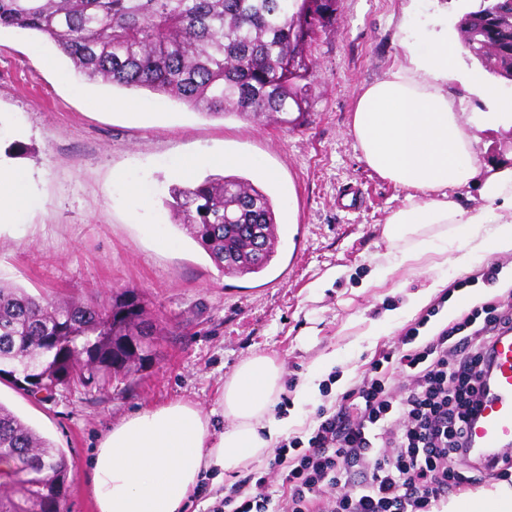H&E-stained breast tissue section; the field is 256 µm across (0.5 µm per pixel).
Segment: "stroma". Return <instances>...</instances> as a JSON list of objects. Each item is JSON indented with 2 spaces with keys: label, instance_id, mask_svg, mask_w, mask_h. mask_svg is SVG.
<instances>
[{
  "label": "stroma",
  "instance_id": "35a3bbf8",
  "mask_svg": "<svg viewBox=\"0 0 512 512\" xmlns=\"http://www.w3.org/2000/svg\"><path fill=\"white\" fill-rule=\"evenodd\" d=\"M480 0H416L402 26L405 0H339L336 21L311 47L313 93L296 125L234 114L208 117L146 89L86 81L46 38L0 31V164L28 171L33 205L0 227V282L34 296L98 303L130 288L163 332L136 375L61 387L37 400L0 381V403L29 423L68 459L72 482L63 512H95L87 490L90 459L101 435L135 411L185 401L211 413L215 431L227 421L215 407L225 380L246 358L266 354L284 370L280 415L298 413L295 436L308 437L317 411H337L370 361L394 348L409 327L385 316L433 279L449 285L448 301L421 328L427 341L470 308L494 302L512 313V254H492L467 271L429 255L384 283H371L372 258L385 252L386 217L406 193L365 163L351 131L362 88L382 80L401 57L404 33L425 39L429 18H448L457 35L461 16ZM143 114L131 123L122 107ZM479 162L512 154V123L480 131ZM241 154L269 170L239 166L274 204L276 256L261 273L222 274L208 255L173 224L164 201L174 171L192 154ZM360 205L337 204L349 186ZM141 199L131 204L130 192ZM175 240L172 249L159 238ZM497 268L495 283L459 287L465 276ZM337 358L319 394L298 405L296 391L323 354ZM267 457L217 476L203 472L186 512H208L237 477L263 472Z\"/></svg>",
  "mask_w": 512,
  "mask_h": 512
}]
</instances>
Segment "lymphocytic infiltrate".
<instances>
[{
	"mask_svg": "<svg viewBox=\"0 0 512 512\" xmlns=\"http://www.w3.org/2000/svg\"><path fill=\"white\" fill-rule=\"evenodd\" d=\"M507 333L512 315L489 303L422 344L418 326L409 327L401 350L381 352L338 412L319 410L308 439L281 441L268 475L247 474L208 512H313L327 488L339 492L330 512H433L483 475H512L511 454L472 459L466 435L489 389L495 342Z\"/></svg>",
	"mask_w": 512,
	"mask_h": 512,
	"instance_id": "obj_1",
	"label": "lymphocytic infiltrate"
}]
</instances>
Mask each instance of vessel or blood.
Segmentation results:
<instances>
[{"mask_svg": "<svg viewBox=\"0 0 512 512\" xmlns=\"http://www.w3.org/2000/svg\"><path fill=\"white\" fill-rule=\"evenodd\" d=\"M494 359L495 379L469 429L472 446L483 452L512 445V336L496 341Z\"/></svg>", "mask_w": 512, "mask_h": 512, "instance_id": "1", "label": "vessel or blood"}]
</instances>
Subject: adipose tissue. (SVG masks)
Segmentation results:
<instances>
[{
  "label": "adipose tissue",
  "instance_id": "1",
  "mask_svg": "<svg viewBox=\"0 0 512 512\" xmlns=\"http://www.w3.org/2000/svg\"><path fill=\"white\" fill-rule=\"evenodd\" d=\"M403 63L357 96L352 132L369 168L406 192L405 204L385 220L388 251L374 258L373 279L383 282L413 267L437 243H461L459 264L492 253H512V165L479 166L474 135L454 109L449 83L467 80L489 99L482 124L512 117L502 98L477 74H462L463 51L447 28L427 45L406 40ZM477 181L486 204L465 208L449 186ZM30 203L26 176L0 167V223ZM282 369L270 356L242 361L224 383L220 412L228 421L210 433V417L194 404L174 402L136 411L99 441L88 489L97 512H184L208 469L227 470L266 455L298 416L272 419Z\"/></svg>",
  "mask_w": 512,
  "mask_h": 512
}]
</instances>
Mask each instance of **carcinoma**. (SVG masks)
<instances>
[{
    "instance_id": "carcinoma-1",
    "label": "carcinoma",
    "mask_w": 512,
    "mask_h": 512,
    "mask_svg": "<svg viewBox=\"0 0 512 512\" xmlns=\"http://www.w3.org/2000/svg\"><path fill=\"white\" fill-rule=\"evenodd\" d=\"M337 0H0V29L35 31L89 82L144 88L210 117L235 114L290 123L311 92L310 48L336 20ZM512 18V0H481L464 15L460 41L493 75L512 78V56L492 60L487 14ZM167 202L226 275L257 274L275 256L272 199L235 175L175 185ZM156 329L124 289L108 305L36 297L0 284V379L30 396L87 386L101 373L130 375L150 356ZM0 505L26 487L30 512H62L65 453L0 404Z\"/></svg>"
}]
</instances>
